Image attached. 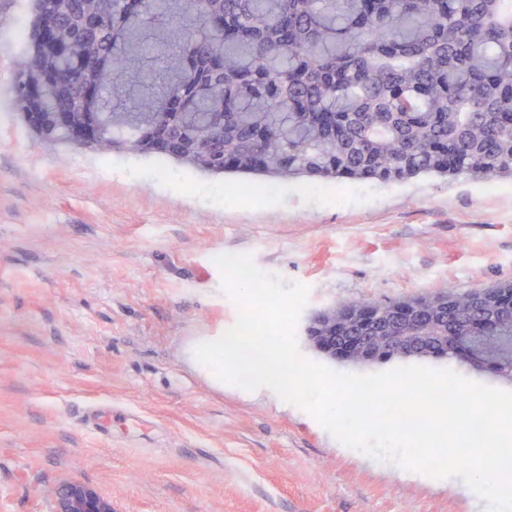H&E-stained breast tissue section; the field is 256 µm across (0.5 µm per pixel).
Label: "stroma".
Listing matches in <instances>:
<instances>
[{
    "label": "stroma",
    "instance_id": "1",
    "mask_svg": "<svg viewBox=\"0 0 512 512\" xmlns=\"http://www.w3.org/2000/svg\"><path fill=\"white\" fill-rule=\"evenodd\" d=\"M34 4L0 0V512H53L72 480L114 512H484L461 479L369 458L278 395L217 385L193 353L239 317L222 254L309 286L296 334L321 364L313 313L512 280V179L224 198L223 177L160 158L48 146L12 99ZM97 399L143 424L88 434Z\"/></svg>",
    "mask_w": 512,
    "mask_h": 512
}]
</instances>
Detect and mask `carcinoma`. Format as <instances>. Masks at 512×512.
I'll use <instances>...</instances> for the list:
<instances>
[{
	"instance_id": "obj_1",
	"label": "carcinoma",
	"mask_w": 512,
	"mask_h": 512,
	"mask_svg": "<svg viewBox=\"0 0 512 512\" xmlns=\"http://www.w3.org/2000/svg\"><path fill=\"white\" fill-rule=\"evenodd\" d=\"M53 0L28 31L69 52L27 54L16 102L48 73L42 111L68 106L100 137L49 122V143L154 155L210 174L401 184L512 175V0ZM339 336L474 333L499 339L486 368L512 382V281L407 301H346ZM365 364L406 358L373 342ZM425 357L470 364L444 344Z\"/></svg>"
}]
</instances>
